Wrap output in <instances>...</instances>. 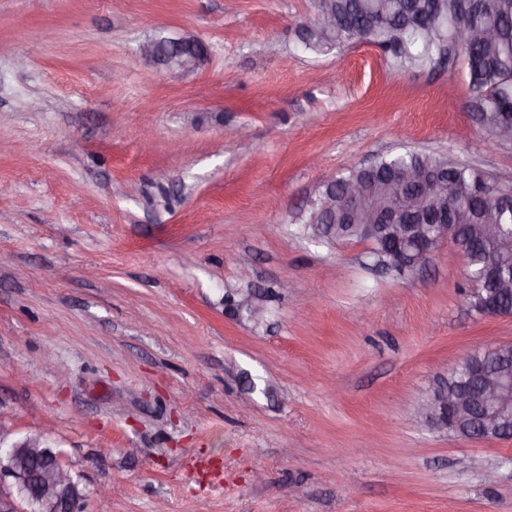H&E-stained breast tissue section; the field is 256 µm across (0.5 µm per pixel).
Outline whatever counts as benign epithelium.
Listing matches in <instances>:
<instances>
[{
    "label": "benign epithelium",
    "instance_id": "7a95c632",
    "mask_svg": "<svg viewBox=\"0 0 512 512\" xmlns=\"http://www.w3.org/2000/svg\"><path fill=\"white\" fill-rule=\"evenodd\" d=\"M140 54L146 60L168 70L183 72L199 68L207 60L208 52L197 54L162 55L157 44L148 40L140 46ZM415 182L419 185L416 198H423L433 187V182L421 176L399 174L386 183L385 192L391 197L404 194L406 187ZM354 214H369L371 223L388 224L393 227L394 238L389 248L377 244L370 238L373 253L389 252L388 268L418 274L431 264L436 251L453 241L458 226L445 223L437 215L430 224H399L397 214L374 205L358 185H349L339 198L322 200L320 212L330 216L336 207ZM498 351L496 366L483 364L471 366L469 385L447 390L435 389L415 413L444 431L469 430L477 441L512 440V417L508 407L512 405V342L494 346ZM13 452L5 462L0 460V512H21L16 498L26 500L32 507L30 512H76V505L84 496L83 488L70 476L58 453L43 441L23 440L12 445ZM15 480L16 490L5 486V479Z\"/></svg>",
    "mask_w": 512,
    "mask_h": 512
}]
</instances>
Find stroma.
<instances>
[{
  "label": "stroma",
  "mask_w": 512,
  "mask_h": 512,
  "mask_svg": "<svg viewBox=\"0 0 512 512\" xmlns=\"http://www.w3.org/2000/svg\"><path fill=\"white\" fill-rule=\"evenodd\" d=\"M312 7L0 0V426L43 434L78 512L102 485L110 512H512V441L412 413L512 318L468 306L453 247L401 276L309 222L405 147L512 185V144H485L460 60L314 53ZM185 35L196 70L138 51ZM140 54L143 58L156 65L162 66L168 70H178L183 72L193 71L199 68L207 60V48L197 54H174L162 55L157 50V44L153 40H148L140 46Z\"/></svg>",
  "instance_id": "obj_1"
}]
</instances>
